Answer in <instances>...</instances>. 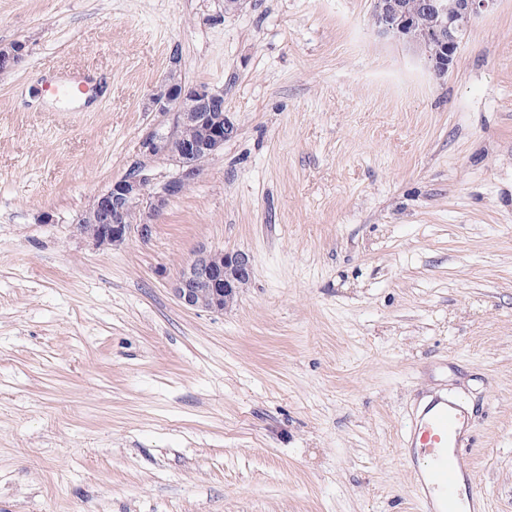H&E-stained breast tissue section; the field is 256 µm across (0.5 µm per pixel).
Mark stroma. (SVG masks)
Instances as JSON below:
<instances>
[{
	"instance_id": "1",
	"label": "stroma",
	"mask_w": 512,
	"mask_h": 512,
	"mask_svg": "<svg viewBox=\"0 0 512 512\" xmlns=\"http://www.w3.org/2000/svg\"><path fill=\"white\" fill-rule=\"evenodd\" d=\"M372 8L0 0V512H420L403 423L443 389L512 512V0L441 77ZM174 52L233 133L96 246L98 194L174 171L139 150ZM202 246L252 260L221 314L170 290Z\"/></svg>"
}]
</instances>
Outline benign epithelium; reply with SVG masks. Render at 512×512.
Segmentation results:
<instances>
[{"label": "benign epithelium", "mask_w": 512, "mask_h": 512, "mask_svg": "<svg viewBox=\"0 0 512 512\" xmlns=\"http://www.w3.org/2000/svg\"><path fill=\"white\" fill-rule=\"evenodd\" d=\"M495 0H456L448 11L445 0H373L372 17L375 31L382 37L406 41L424 51L435 75L441 76L453 62L461 35L471 18L488 8ZM432 17L429 28H418L414 18L418 12ZM436 44L440 52L428 46ZM24 45L0 50V71L17 67L23 60ZM180 60L173 54L165 77L149 97V106L158 121L140 140L142 155L152 160L164 158L176 167V173L160 181L140 166L97 196L104 218L97 245L117 246L137 230L142 239L151 233L153 221L181 195L188 182L197 179L201 165L224 148L228 124L224 118V91L204 83H188L178 79ZM206 125L210 135L195 141L182 134L191 126ZM141 216L138 225L128 223L130 210ZM252 275L250 256L242 251H216L199 248L171 284L176 300L185 308L224 312V298L234 294Z\"/></svg>", "instance_id": "benign-epithelium-1"}]
</instances>
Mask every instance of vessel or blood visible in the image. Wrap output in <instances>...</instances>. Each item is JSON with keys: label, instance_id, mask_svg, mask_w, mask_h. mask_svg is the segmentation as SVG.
<instances>
[{"label": "vessel or blood", "instance_id": "1", "mask_svg": "<svg viewBox=\"0 0 512 512\" xmlns=\"http://www.w3.org/2000/svg\"><path fill=\"white\" fill-rule=\"evenodd\" d=\"M471 429L465 403L445 393L409 413L404 461L422 512H486V498L464 455Z\"/></svg>", "mask_w": 512, "mask_h": 512}]
</instances>
